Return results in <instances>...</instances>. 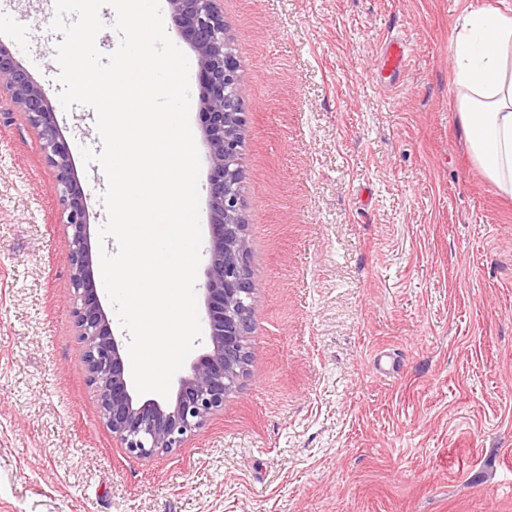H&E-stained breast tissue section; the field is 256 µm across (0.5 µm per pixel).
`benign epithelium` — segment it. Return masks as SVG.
<instances>
[{
  "label": "benign epithelium",
  "mask_w": 512,
  "mask_h": 512,
  "mask_svg": "<svg viewBox=\"0 0 512 512\" xmlns=\"http://www.w3.org/2000/svg\"><path fill=\"white\" fill-rule=\"evenodd\" d=\"M222 0H167L172 26L195 53L207 147L210 238L206 280L200 288L209 318L206 352L178 382L170 402L138 399L125 368V343L114 335L97 294L85 195L78 184L55 112L42 89L0 44V86L39 129L55 171L56 191L71 228L69 272L73 317L84 349L88 382L100 415L127 456L150 459L181 447L192 432L224 408L246 371L257 284L243 215L240 151L247 122L241 65L232 51Z\"/></svg>",
  "instance_id": "7a95c632"
}]
</instances>
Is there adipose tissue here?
<instances>
[{
  "label": "adipose tissue",
  "instance_id": "ef3b65f1",
  "mask_svg": "<svg viewBox=\"0 0 512 512\" xmlns=\"http://www.w3.org/2000/svg\"><path fill=\"white\" fill-rule=\"evenodd\" d=\"M454 94L472 156L512 196V15L470 7L453 43Z\"/></svg>",
  "mask_w": 512,
  "mask_h": 512
}]
</instances>
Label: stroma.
I'll return each instance as SVG.
<instances>
[{
    "mask_svg": "<svg viewBox=\"0 0 512 512\" xmlns=\"http://www.w3.org/2000/svg\"><path fill=\"white\" fill-rule=\"evenodd\" d=\"M512 0H223L243 70L240 166L259 285L248 372L183 446L141 461L104 425L72 315L38 130L0 92V512H512V198L453 91L465 8ZM54 0H0L107 221L95 113L64 110ZM407 41L384 77L385 37Z\"/></svg>",
    "mask_w": 512,
    "mask_h": 512,
    "instance_id": "35a3bbf8",
    "label": "stroma"
}]
</instances>
